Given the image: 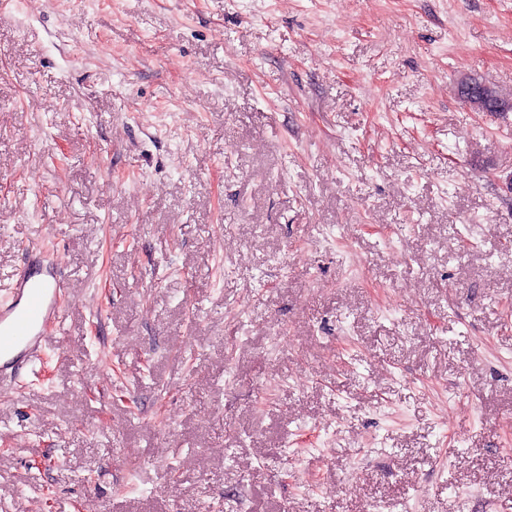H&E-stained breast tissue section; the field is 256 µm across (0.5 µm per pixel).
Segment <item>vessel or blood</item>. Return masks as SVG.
<instances>
[{
  "label": "vessel or blood",
  "mask_w": 512,
  "mask_h": 512,
  "mask_svg": "<svg viewBox=\"0 0 512 512\" xmlns=\"http://www.w3.org/2000/svg\"><path fill=\"white\" fill-rule=\"evenodd\" d=\"M64 289L57 265L30 253L10 284L6 301L0 303V369L33 361L62 319L59 298Z\"/></svg>",
  "instance_id": "vessel-or-blood-1"
}]
</instances>
